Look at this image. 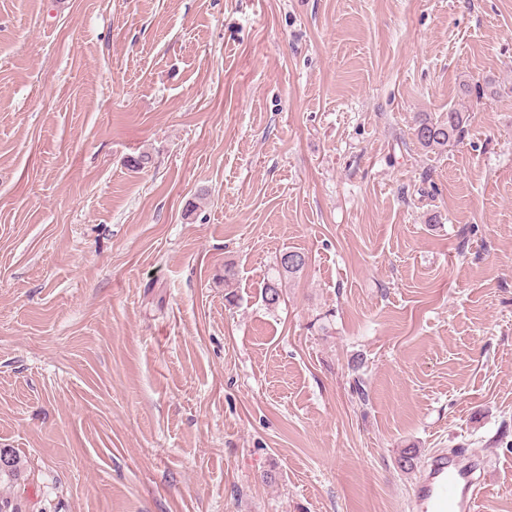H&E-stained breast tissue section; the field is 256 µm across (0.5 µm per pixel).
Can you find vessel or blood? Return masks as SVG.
Instances as JSON below:
<instances>
[{
  "mask_svg": "<svg viewBox=\"0 0 512 512\" xmlns=\"http://www.w3.org/2000/svg\"><path fill=\"white\" fill-rule=\"evenodd\" d=\"M482 461L465 448L430 454L409 494V512H480L485 484L476 472Z\"/></svg>",
  "mask_w": 512,
  "mask_h": 512,
  "instance_id": "b4317fda",
  "label": "vessel or blood"
}]
</instances>
